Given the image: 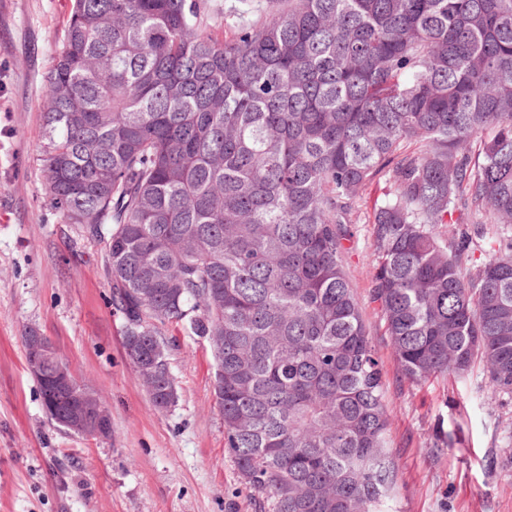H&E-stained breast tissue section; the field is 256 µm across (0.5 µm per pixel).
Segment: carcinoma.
Wrapping results in <instances>:
<instances>
[{
    "label": "carcinoma",
    "instance_id": "carcinoma-1",
    "mask_svg": "<svg viewBox=\"0 0 512 512\" xmlns=\"http://www.w3.org/2000/svg\"><path fill=\"white\" fill-rule=\"evenodd\" d=\"M45 83L50 203L105 239L125 335L224 337L227 442L272 512H382L397 483L341 264L378 177L402 373L479 358L512 395V237L486 231L512 220V0H288L229 39L199 0H72Z\"/></svg>",
    "mask_w": 512,
    "mask_h": 512
}]
</instances>
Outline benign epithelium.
Masks as SVG:
<instances>
[{"label": "benign epithelium", "mask_w": 512, "mask_h": 512, "mask_svg": "<svg viewBox=\"0 0 512 512\" xmlns=\"http://www.w3.org/2000/svg\"><path fill=\"white\" fill-rule=\"evenodd\" d=\"M26 367L43 389L46 413L64 430L90 438H105L111 430V419L96 396L74 376L60 358L55 347L38 328H31L23 337ZM134 365L151 394L162 377L170 376L163 346L154 342L153 354L137 360Z\"/></svg>", "instance_id": "obj_1"}]
</instances>
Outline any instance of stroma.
<instances>
[{"label":"stroma","instance_id":"35a3bbf8","mask_svg":"<svg viewBox=\"0 0 512 512\" xmlns=\"http://www.w3.org/2000/svg\"><path fill=\"white\" fill-rule=\"evenodd\" d=\"M216 37L267 16L268 0H201ZM70 0H0V512H270L227 446L206 338L166 328L178 399L156 408L123 347L105 245L63 223L42 182L44 76ZM366 192L342 264L379 360L397 489L387 512H512V396L482 361L462 376L406 378L371 296ZM40 329L108 409L111 434H70L46 414L22 337Z\"/></svg>","mask_w":512,"mask_h":512}]
</instances>
